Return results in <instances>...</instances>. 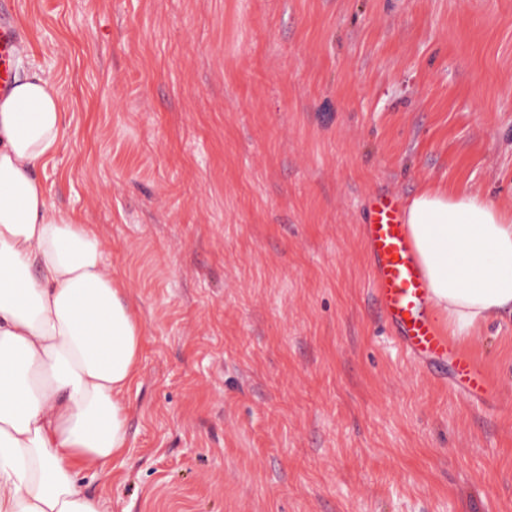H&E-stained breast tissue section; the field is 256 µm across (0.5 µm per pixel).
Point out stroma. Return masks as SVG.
<instances>
[{"mask_svg":"<svg viewBox=\"0 0 512 512\" xmlns=\"http://www.w3.org/2000/svg\"><path fill=\"white\" fill-rule=\"evenodd\" d=\"M65 133L50 202L147 328L112 512H512V319L455 343L479 408L401 350L369 199L512 210V0H15Z\"/></svg>","mask_w":512,"mask_h":512,"instance_id":"35a3bbf8","label":"stroma"}]
</instances>
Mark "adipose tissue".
<instances>
[{
    "label": "adipose tissue",
    "mask_w": 512,
    "mask_h": 512,
    "mask_svg": "<svg viewBox=\"0 0 512 512\" xmlns=\"http://www.w3.org/2000/svg\"><path fill=\"white\" fill-rule=\"evenodd\" d=\"M64 132L59 88L28 69L0 96V512H112L146 326L113 277L108 244L55 209L36 171ZM404 222L435 312L472 336L512 312V212L477 192L424 189Z\"/></svg>",
    "instance_id": "adipose-tissue-1"
}]
</instances>
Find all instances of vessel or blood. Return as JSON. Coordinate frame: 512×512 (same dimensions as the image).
I'll list each match as a JSON object with an SVG mask.
<instances>
[{"label":"vessel or blood","instance_id":"obj_1","mask_svg":"<svg viewBox=\"0 0 512 512\" xmlns=\"http://www.w3.org/2000/svg\"><path fill=\"white\" fill-rule=\"evenodd\" d=\"M10 10V0H0V90L10 82L13 49L20 37L10 22ZM364 239L372 259L376 300L386 319L398 329L403 352L413 360L450 362L458 388L471 403L483 406L495 402L498 391L494 384L465 351L450 344L433 316L426 279L397 196L373 198Z\"/></svg>","mask_w":512,"mask_h":512}]
</instances>
